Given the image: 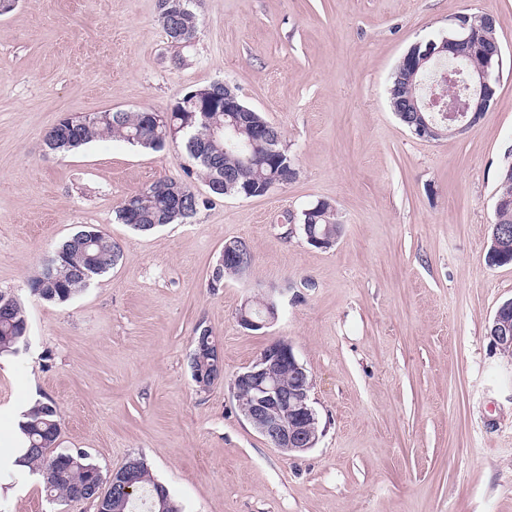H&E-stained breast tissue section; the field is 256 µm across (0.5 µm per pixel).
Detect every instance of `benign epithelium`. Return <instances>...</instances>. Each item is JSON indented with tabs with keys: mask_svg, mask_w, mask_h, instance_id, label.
Here are the masks:
<instances>
[{
	"mask_svg": "<svg viewBox=\"0 0 512 512\" xmlns=\"http://www.w3.org/2000/svg\"><path fill=\"white\" fill-rule=\"evenodd\" d=\"M495 18L487 13L460 14L453 20L456 33L452 37L426 42L425 52L421 55L406 54L400 60V68L410 76L419 69L427 68L432 58L450 60H468L478 52H484L483 42L476 38L480 30H490ZM499 82V73L492 63L470 73L469 92L465 99L444 101L438 96L426 99L423 107L412 108L415 118L408 120L411 130L419 138L430 140L437 130L434 121L422 115L440 107L444 112L442 121L448 125V135L462 133L475 124L483 113L490 111L495 102ZM199 103V112L209 111L207 102L224 99V111L243 112L245 108L232 87L223 81L211 86L193 90L188 94ZM304 231L307 241L317 247H332L340 234L323 231L315 233L306 224ZM278 318L277 304L273 300L262 303L258 309L245 302L237 313L238 322L251 330L262 329ZM490 336L504 352L512 354V299L504 302L496 311L490 326ZM196 351L210 360L208 369L199 374L200 385L208 388L223 378L224 364L221 349L215 338L197 344ZM288 377V384L282 383ZM313 380L307 368L296 358L292 346L284 341L270 344L260 352L257 359L233 380V393L241 414L252 427L284 454L305 452L319 442L324 430L321 429L318 415L312 405L311 391Z\"/></svg>",
	"mask_w": 512,
	"mask_h": 512,
	"instance_id": "1",
	"label": "benign epithelium"
}]
</instances>
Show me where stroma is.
<instances>
[{
    "mask_svg": "<svg viewBox=\"0 0 512 512\" xmlns=\"http://www.w3.org/2000/svg\"><path fill=\"white\" fill-rule=\"evenodd\" d=\"M498 24L497 101L463 133L415 136L388 87L415 43L455 16ZM158 0H14L0 12V290L27 310V342L0 355V512H97L48 499L17 468L11 435L50 399L60 447L103 474L140 457L183 512H512V356L487 328L512 298L491 266L499 170L512 160V0H202L192 46L171 44ZM215 80L282 135L298 169L266 196L210 195L192 222L120 223L127 195L184 177L181 145L98 139L66 156L45 133L67 115L164 110ZM332 204L337 243H307L301 216ZM94 227L123 256L72 301L26 281ZM229 239L250 271L214 281ZM271 296L278 318L242 327ZM207 327L224 377L196 387L191 338ZM313 377L325 434L288 456L238 409L231 383L269 344Z\"/></svg>",
    "mask_w": 512,
    "mask_h": 512,
    "instance_id": "35a3bbf8",
    "label": "stroma"
}]
</instances>
